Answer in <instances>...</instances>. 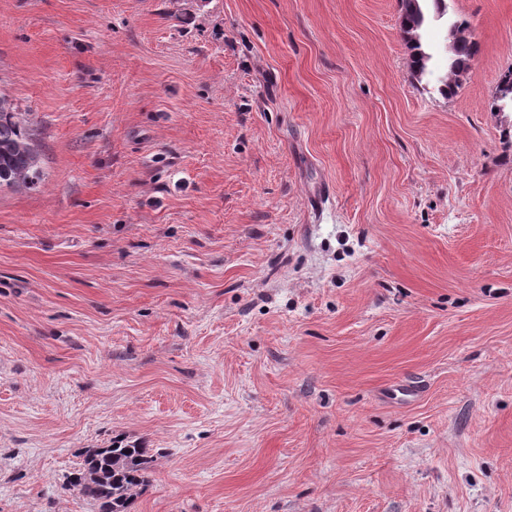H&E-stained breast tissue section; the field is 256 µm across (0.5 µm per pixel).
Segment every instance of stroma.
I'll use <instances>...</instances> for the list:
<instances>
[{"label": "stroma", "mask_w": 512, "mask_h": 512, "mask_svg": "<svg viewBox=\"0 0 512 512\" xmlns=\"http://www.w3.org/2000/svg\"><path fill=\"white\" fill-rule=\"evenodd\" d=\"M440 93L398 0H0V512H512V0ZM13 100L0 95V187L36 186L42 180L33 129ZM152 457L139 443L112 441L86 454L67 484L99 512H130L137 491L148 482Z\"/></svg>", "instance_id": "obj_1"}]
</instances>
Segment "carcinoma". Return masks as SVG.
I'll list each match as a JSON object with an SVG mask.
<instances>
[{
  "label": "carcinoma",
  "mask_w": 512,
  "mask_h": 512,
  "mask_svg": "<svg viewBox=\"0 0 512 512\" xmlns=\"http://www.w3.org/2000/svg\"><path fill=\"white\" fill-rule=\"evenodd\" d=\"M401 29L414 51V71L422 75L430 56L422 48L421 30L429 15L445 14V0H400ZM468 23L457 20L450 27L451 47L448 52V74L440 91L453 97L461 87V77L478 52V45L467 35ZM42 180L39 155L33 129L21 118L13 100L0 95V187L36 186ZM152 463L150 449L134 442L114 441L108 448H97L86 454L82 467L72 472L67 484L99 512H130L134 497L148 482Z\"/></svg>",
  "instance_id": "carcinoma-1"
}]
</instances>
